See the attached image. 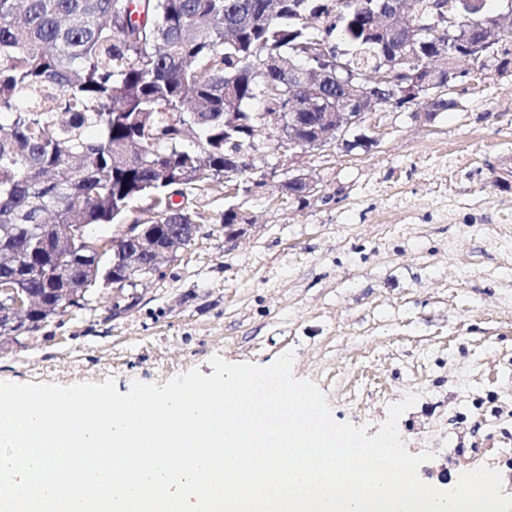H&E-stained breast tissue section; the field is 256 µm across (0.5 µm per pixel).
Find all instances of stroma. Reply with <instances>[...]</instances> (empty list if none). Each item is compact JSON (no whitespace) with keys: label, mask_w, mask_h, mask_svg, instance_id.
I'll use <instances>...</instances> for the list:
<instances>
[{"label":"stroma","mask_w":512,"mask_h":512,"mask_svg":"<svg viewBox=\"0 0 512 512\" xmlns=\"http://www.w3.org/2000/svg\"><path fill=\"white\" fill-rule=\"evenodd\" d=\"M459 109L434 122L380 112L370 150L269 151L266 184L228 200L191 190L200 234L162 279L111 289L0 341V381L165 384L212 357L262 364L293 351L337 421L375 435L389 404L418 400L398 427L428 450L422 480L498 470L512 495V77L467 75ZM319 181L307 205L280 196L289 168ZM252 226L229 238L227 204Z\"/></svg>","instance_id":"obj_1"}]
</instances>
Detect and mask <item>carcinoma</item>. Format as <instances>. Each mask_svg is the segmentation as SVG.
Returning <instances> with one entry per match:
<instances>
[{
  "label": "carcinoma",
  "mask_w": 512,
  "mask_h": 512,
  "mask_svg": "<svg viewBox=\"0 0 512 512\" xmlns=\"http://www.w3.org/2000/svg\"><path fill=\"white\" fill-rule=\"evenodd\" d=\"M438 1L476 41L499 27L487 0H0V285L50 264L57 241L38 246L33 224L101 241L96 227L149 196L160 240L203 219L171 203L174 187L253 176L242 159L263 112L294 113L311 140L350 97L337 58L362 75L453 65L465 45L433 19ZM219 223L246 219L230 204ZM68 248L86 288L93 258ZM20 286L41 299L30 322L56 312L43 283Z\"/></svg>",
  "instance_id": "1"
}]
</instances>
